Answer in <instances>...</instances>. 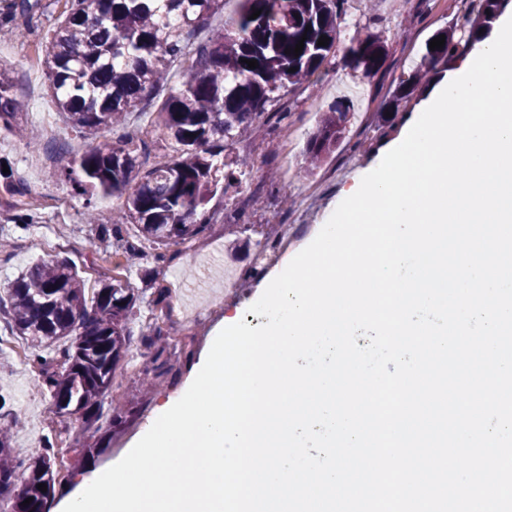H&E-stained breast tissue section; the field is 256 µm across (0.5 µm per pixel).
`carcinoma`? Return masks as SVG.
I'll return each instance as SVG.
<instances>
[{"label": "carcinoma", "instance_id": "obj_1", "mask_svg": "<svg viewBox=\"0 0 512 512\" xmlns=\"http://www.w3.org/2000/svg\"><path fill=\"white\" fill-rule=\"evenodd\" d=\"M230 2L235 8L224 16V29L195 39ZM346 2L65 0L67 9L52 34L37 45V56L66 127L86 137H110L80 155L63 156L58 170L90 198L121 200L112 223L101 227L117 250L97 252L100 262L110 264L120 256L127 264L142 255L139 245L145 243L153 247L156 264L169 262L170 247L194 241L210 223L208 205L217 197H238L252 175L247 159L224 155L225 143L285 121L288 113L271 109L281 93L321 81L339 55L366 77L384 68V41L371 30L339 48ZM505 2L470 0L469 28L458 34L433 31L416 69L399 77L391 112L405 106L437 63L469 53L478 32L491 26ZM40 9L41 0H0V25ZM255 10L261 14L253 19ZM441 35L443 48L430 50L429 41ZM324 36L327 45H318ZM300 40L301 54L285 53ZM244 58L258 66L249 68ZM154 99L160 103L145 128L130 129L129 115ZM23 110L13 69L0 62V125L17 129ZM352 117L344 103L323 113L305 151L307 172L336 151ZM152 128L164 132L172 154L146 167L139 159L153 151L148 138ZM143 295L142 287L118 275L89 289L72 262L51 259L23 272L8 299H0V309L7 308L11 318L12 335L28 343L29 360L39 370L55 416H74L87 426L99 419L131 344L130 324ZM147 329L140 333L141 341L158 356L164 352L159 344L164 330L156 320ZM173 368L161 363L145 369L142 385L153 386ZM11 440L10 429L0 428V495L8 512H48L57 481L55 442L46 440L44 452L27 464L18 485ZM40 483L47 491L37 488ZM28 498L31 503L23 504Z\"/></svg>", "mask_w": 512, "mask_h": 512}]
</instances>
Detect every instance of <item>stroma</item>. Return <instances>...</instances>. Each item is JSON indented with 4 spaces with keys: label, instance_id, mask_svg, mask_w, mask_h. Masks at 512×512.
Here are the masks:
<instances>
[{
    "label": "stroma",
    "instance_id": "obj_1",
    "mask_svg": "<svg viewBox=\"0 0 512 512\" xmlns=\"http://www.w3.org/2000/svg\"><path fill=\"white\" fill-rule=\"evenodd\" d=\"M42 5L35 16L21 17L15 25L0 27V60L14 66L17 92L27 104L20 120L44 132L43 139L32 144L9 131H0V158L9 161L14 182L22 183L30 192L24 198L0 189V236L11 242L10 248L0 253V296L7 294L27 266L41 261V254L31 248L32 241L38 238L53 239L54 255L71 259L89 279L112 273L110 266L96 262L97 251L112 247L111 239L98 237L99 224L108 223L112 216L111 205L101 198L87 203L73 181L52 174V156L62 151L81 154L93 141L63 124L47 92L34 46L52 29L64 8V0H42ZM345 9L340 22L342 41H349L361 28L380 32L388 48L385 74L367 78L340 63L335 73L318 85L305 84L282 96L278 106L288 112L284 126L263 128L224 146L228 154L251 151L255 169L249 186L262 190L258 203L245 208L237 198L214 200L216 215L193 242L192 253L183 254L177 264L161 267L146 256L135 260L127 270L130 280H138L148 270L157 287L183 291L168 319L172 331L181 334L166 353L168 359L181 362L176 380L151 394L140 393V376L151 366L153 356L140 337H133L123 363V388L137 405V417L116 427L105 416L86 429L79 419L53 418L51 398L38 387L34 367L18 361L11 348H0V392L10 399L6 408L0 410V417L14 425L12 446L17 460L25 462L40 455V439L44 436L64 448L76 438L93 447V455L83 463L87 469L116 459L150 424L158 407L182 392L191 378V358L205 352L225 310L242 306L264 282L258 276L248 279L244 287L228 288L224 285L225 277L235 278L249 269L258 243L275 239L280 225H298L295 247L307 242L318 226L325 223L341 191L400 135L403 120H396L384 134L378 132L377 124L381 112L387 109L397 78L419 62L420 49L428 35L438 28L458 30L467 25L461 0H348ZM336 99H346L351 104L354 117L350 131L315 175L307 176V140L329 102ZM287 132L296 140V152L294 170L285 181L276 174L275 167L281 140ZM31 200L36 203L34 223L15 224L16 210Z\"/></svg>",
    "mask_w": 512,
    "mask_h": 512
}]
</instances>
